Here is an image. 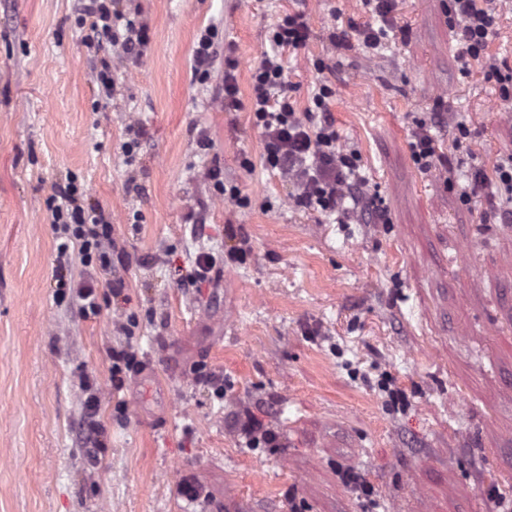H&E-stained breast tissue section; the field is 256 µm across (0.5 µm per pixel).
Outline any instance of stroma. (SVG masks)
Here are the masks:
<instances>
[{"label":"stroma","instance_id":"35a3bbf8","mask_svg":"<svg viewBox=\"0 0 512 512\" xmlns=\"http://www.w3.org/2000/svg\"><path fill=\"white\" fill-rule=\"evenodd\" d=\"M445 3L400 0L405 37L371 55L327 40L331 25L368 22L360 0H117L148 35L138 59L88 44L78 0H0V512L512 507V224L462 205L409 148L440 102L472 132L459 148L439 134L460 172L512 154V103L460 74ZM294 10L314 37L286 58L291 96L305 108L315 59L335 61L340 144L387 223L297 208L259 163L251 70ZM209 26L237 62L239 109L221 105L223 64L205 81L192 69ZM103 57L108 98L92 72ZM71 180L112 217L111 270L75 252L57 268L46 201ZM201 252L224 269L192 288ZM61 277L97 280L99 313L82 317ZM124 348L138 369L117 393ZM248 414L275 447H246ZM91 421L103 448L85 445ZM184 479L198 500L179 494ZM137 369L134 353L127 349L112 352V386L115 390L122 389L127 373Z\"/></svg>","mask_w":512,"mask_h":512}]
</instances>
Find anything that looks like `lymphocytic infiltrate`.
Instances as JSON below:
<instances>
[{
	"label": "lymphocytic infiltrate",
	"mask_w": 512,
	"mask_h": 512,
	"mask_svg": "<svg viewBox=\"0 0 512 512\" xmlns=\"http://www.w3.org/2000/svg\"><path fill=\"white\" fill-rule=\"evenodd\" d=\"M500 0H448V25L453 34L455 60L461 74L480 70L486 82L494 83L502 101L512 100V66L491 52L497 35ZM369 20L357 26L332 28L327 39L334 51L350 47L359 40L368 53H375L394 31L398 0H362ZM88 20V42L121 43L125 53L142 56L145 39L133 22H126L114 0H85L81 6ZM124 31H117V24ZM313 38L312 28L302 11L289 13L275 26L271 41L274 53L263 54L252 71L251 110L264 142L263 163L278 171L295 188L296 207L337 215L348 219L370 216L386 223L384 210L368 202L364 181L358 173L356 151L341 149L340 135L331 105L336 96L325 77V60L314 61L318 73L315 90L305 110H298L287 94L291 84L282 58L283 52L305 48ZM449 128L454 144H462L470 135L465 123H450L442 105H435L430 116L417 121L410 142L411 156L425 172L438 168L452 172L443 154L437 129ZM81 191L66 185L50 196L48 209L52 223L65 241L58 247L59 263H66L70 248H77L86 265L101 269L112 266V223L104 211L81 204ZM486 198L494 220L512 223V155L473 166L467 183L459 192L462 204Z\"/></svg>",
	"instance_id": "lymphocytic-infiltrate-1"
}]
</instances>
